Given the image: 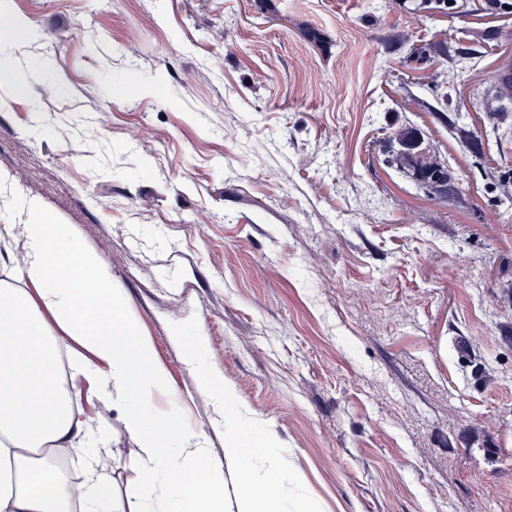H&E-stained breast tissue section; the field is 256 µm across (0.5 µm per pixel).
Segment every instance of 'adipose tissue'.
<instances>
[{"label": "adipose tissue", "mask_w": 512, "mask_h": 512, "mask_svg": "<svg viewBox=\"0 0 512 512\" xmlns=\"http://www.w3.org/2000/svg\"><path fill=\"white\" fill-rule=\"evenodd\" d=\"M21 224L0 226L14 279L0 284V512H124L104 462L112 434L93 426L81 401L125 406V430L142 464L138 512H224V477L232 475L240 512H314L288 464V451L259 433L233 386L208 357L198 327L175 324L172 339L209 399L210 430L184 419V399L173 394L121 289L94 253L64 224L45 221L38 200L15 199ZM87 354L75 370L83 385H63L54 328ZM170 398L168 410L155 407ZM226 440L223 460L207 446L210 433ZM259 442L250 452V442ZM80 454L84 479L72 484L58 455Z\"/></svg>", "instance_id": "obj_1"}]
</instances>
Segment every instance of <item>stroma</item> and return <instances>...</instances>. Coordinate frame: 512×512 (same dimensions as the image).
I'll list each match as a JSON object with an SVG mask.
<instances>
[{
    "instance_id": "1",
    "label": "stroma",
    "mask_w": 512,
    "mask_h": 512,
    "mask_svg": "<svg viewBox=\"0 0 512 512\" xmlns=\"http://www.w3.org/2000/svg\"><path fill=\"white\" fill-rule=\"evenodd\" d=\"M1 34L9 193L100 256L192 426L178 322L318 512H512V0H0ZM125 412L83 406L136 512Z\"/></svg>"
}]
</instances>
